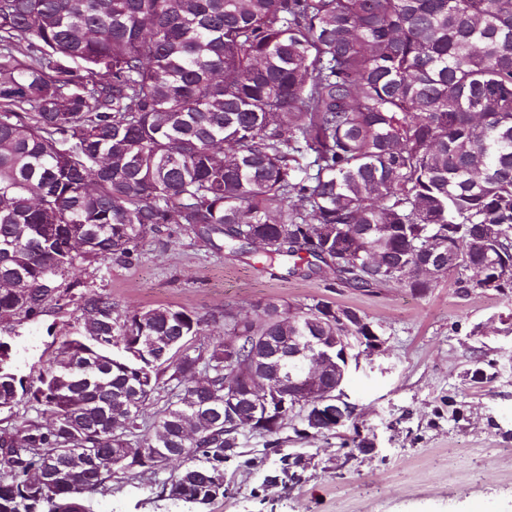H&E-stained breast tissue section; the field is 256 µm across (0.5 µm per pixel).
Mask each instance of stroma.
Returning a JSON list of instances; mask_svg holds the SVG:
<instances>
[{
    "label": "stroma",
    "mask_w": 512,
    "mask_h": 512,
    "mask_svg": "<svg viewBox=\"0 0 512 512\" xmlns=\"http://www.w3.org/2000/svg\"><path fill=\"white\" fill-rule=\"evenodd\" d=\"M73 276L124 310H191L212 320L216 339L228 332L218 320L225 308L245 315L269 300L322 298L382 325V354L361 358L345 386L354 423L314 437L284 429L282 451L310 460L301 481L287 486L265 482L278 461L266 438L243 436L240 456L225 468L231 492L212 512H512V299L493 291L462 297L447 280L419 297L393 284L363 291L330 274L286 277L258 252L215 251L174 225L148 234L132 262L97 261ZM77 315L71 304L13 322L28 379L71 336ZM480 361L495 363L492 382H471ZM358 435L376 450L346 460ZM96 509L181 512L148 483L113 486Z\"/></svg>",
    "instance_id": "obj_1"
}]
</instances>
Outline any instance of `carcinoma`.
Returning a JSON list of instances; mask_svg holds the SVG:
<instances>
[{"label": "carcinoma", "mask_w": 512, "mask_h": 512, "mask_svg": "<svg viewBox=\"0 0 512 512\" xmlns=\"http://www.w3.org/2000/svg\"><path fill=\"white\" fill-rule=\"evenodd\" d=\"M171 224L419 296L438 245L457 294L460 250L512 295V0H0V323L74 297L80 321L33 381L0 336V416L52 417L0 428V512H97L135 482L211 512L241 437L278 435L262 421L319 433L269 381L288 336L319 337L320 383L345 380L335 303L226 308L235 340L209 343L182 307L123 312L64 283ZM303 469L287 453L274 476Z\"/></svg>", "instance_id": "carcinoma-1"}]
</instances>
